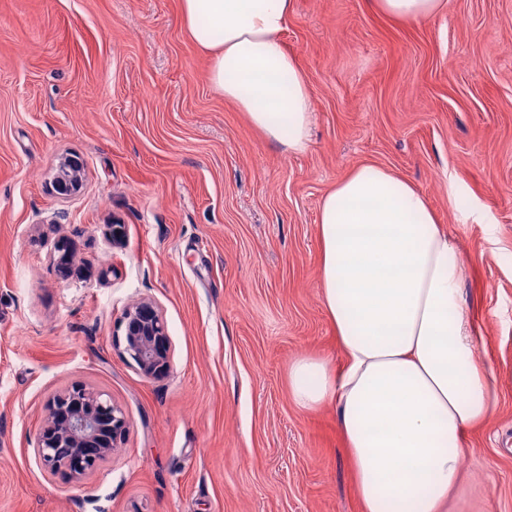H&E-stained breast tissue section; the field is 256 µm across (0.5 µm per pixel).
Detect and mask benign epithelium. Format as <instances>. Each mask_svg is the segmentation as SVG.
Segmentation results:
<instances>
[{
  "mask_svg": "<svg viewBox=\"0 0 512 512\" xmlns=\"http://www.w3.org/2000/svg\"><path fill=\"white\" fill-rule=\"evenodd\" d=\"M56 183L65 196L82 185L78 164L59 162ZM126 354L147 378L166 374L170 346L164 320L151 302L126 307L120 318ZM129 420L124 411L85 385L74 383L49 398L37 452L45 468L67 481L81 479L105 461L124 440Z\"/></svg>",
  "mask_w": 512,
  "mask_h": 512,
  "instance_id": "7a95c632",
  "label": "benign epithelium"
}]
</instances>
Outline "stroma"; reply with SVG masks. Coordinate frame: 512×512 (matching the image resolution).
I'll return each instance as SVG.
<instances>
[{
  "label": "stroma",
  "mask_w": 512,
  "mask_h": 512,
  "mask_svg": "<svg viewBox=\"0 0 512 512\" xmlns=\"http://www.w3.org/2000/svg\"><path fill=\"white\" fill-rule=\"evenodd\" d=\"M282 40L312 94L297 155L211 88L179 0H0V512H361L336 408L296 407L288 364L342 362L318 211L364 163L412 182L460 245L498 403L451 512H512V0H448L423 24L370 0H294ZM69 154L83 186L62 198ZM141 300L171 342L155 379L120 344ZM75 382L130 428L65 482L37 432Z\"/></svg>",
  "instance_id": "1"
}]
</instances>
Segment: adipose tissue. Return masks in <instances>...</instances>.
I'll return each instance as SVG.
<instances>
[{"label": "adipose tissue", "mask_w": 512, "mask_h": 512, "mask_svg": "<svg viewBox=\"0 0 512 512\" xmlns=\"http://www.w3.org/2000/svg\"><path fill=\"white\" fill-rule=\"evenodd\" d=\"M179 2L212 89L269 142L305 152L310 89L280 39L293 0ZM372 5L424 23L448 0ZM318 234L322 301L343 362L297 357L290 397L304 410L335 404L362 512H448L470 433L496 405L494 379L475 358L458 245L414 185L377 164L323 196Z\"/></svg>", "instance_id": "adipose-tissue-1"}]
</instances>
